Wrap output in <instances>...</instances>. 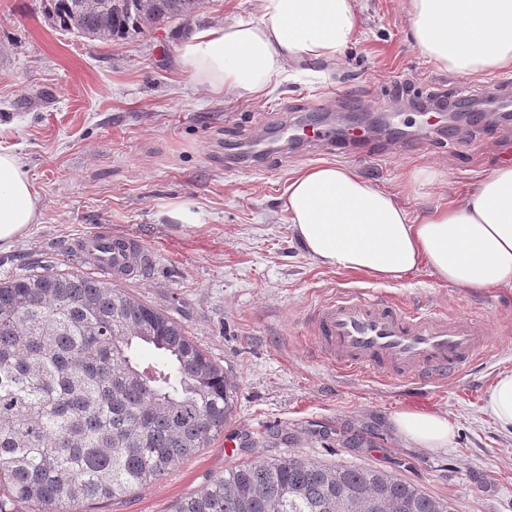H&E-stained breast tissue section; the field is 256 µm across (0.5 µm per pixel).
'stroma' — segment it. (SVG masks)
<instances>
[{"label": "stroma", "mask_w": 512, "mask_h": 512, "mask_svg": "<svg viewBox=\"0 0 512 512\" xmlns=\"http://www.w3.org/2000/svg\"><path fill=\"white\" fill-rule=\"evenodd\" d=\"M259 16V0H204L189 20L101 42L51 28L41 0H0V147L22 155L39 211L29 233L0 251V280L47 266L86 275L75 240L101 228L137 238L152 260L120 287L181 323L235 386L222 434L94 512H173L240 461L294 452L390 470L454 512H512V431L485 410L496 377L512 371V288H454L424 270L379 281L320 266L282 209L289 180L318 156L281 144L242 167L224 165L226 155H242L310 112H391L414 136L378 141L383 160L355 150L336 162L418 215L462 199L512 159V101L503 96L512 70L479 78L441 70L410 42L406 0H358L357 32L329 77L295 74L252 99L195 83L182 55L188 35ZM462 90L471 112L488 120L452 135L429 132L420 101H453ZM426 167L441 181L411 183ZM179 200L200 208L201 224L161 219ZM348 291L477 317L489 353L425 391L331 367L313 353L309 317ZM404 410L448 415L450 447L421 448L401 436L391 417ZM358 432L366 447H344ZM228 438L236 442L230 456Z\"/></svg>", "instance_id": "1"}]
</instances>
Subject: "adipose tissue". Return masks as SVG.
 Listing matches in <instances>:
<instances>
[{
	"instance_id": "ef3b65f1",
	"label": "adipose tissue",
	"mask_w": 512,
	"mask_h": 512,
	"mask_svg": "<svg viewBox=\"0 0 512 512\" xmlns=\"http://www.w3.org/2000/svg\"><path fill=\"white\" fill-rule=\"evenodd\" d=\"M258 22L196 32L182 52L193 80L242 98L264 95L288 68L335 64L357 29L356 0H260ZM412 44L440 69L482 76L512 68V0H408ZM283 208L304 251L320 265L380 280L427 269L459 288L512 286V164L480 178L463 201L412 216L398 198L353 169L322 162L288 183ZM24 162L0 148V249L38 220ZM397 431L422 448L448 447L447 416L401 411Z\"/></svg>"
}]
</instances>
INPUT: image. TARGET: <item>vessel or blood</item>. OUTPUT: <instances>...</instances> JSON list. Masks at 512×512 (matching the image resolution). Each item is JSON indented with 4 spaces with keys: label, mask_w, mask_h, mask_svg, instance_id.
Returning <instances> with one entry per match:
<instances>
[{
    "label": "vessel or blood",
    "mask_w": 512,
    "mask_h": 512,
    "mask_svg": "<svg viewBox=\"0 0 512 512\" xmlns=\"http://www.w3.org/2000/svg\"><path fill=\"white\" fill-rule=\"evenodd\" d=\"M312 135L303 147L344 153L346 143L309 115ZM77 248L100 277L120 280L146 267L151 256L136 239L100 231L81 237ZM318 356L333 367L400 382L438 386L447 375L481 363L489 339L478 320L435 309L411 311L364 291L344 292L310 316Z\"/></svg>",
    "instance_id": "1"
}]
</instances>
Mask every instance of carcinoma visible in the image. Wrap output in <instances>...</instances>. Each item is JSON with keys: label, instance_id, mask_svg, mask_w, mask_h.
<instances>
[{"label": "carcinoma", "instance_id": "obj_1", "mask_svg": "<svg viewBox=\"0 0 512 512\" xmlns=\"http://www.w3.org/2000/svg\"><path fill=\"white\" fill-rule=\"evenodd\" d=\"M202 0H43L57 29L125 42ZM148 344L160 358L137 357ZM232 385L163 311L83 274L0 282V512H85L162 477L224 430ZM174 512H452L378 468L255 457Z\"/></svg>", "mask_w": 512, "mask_h": 512}]
</instances>
